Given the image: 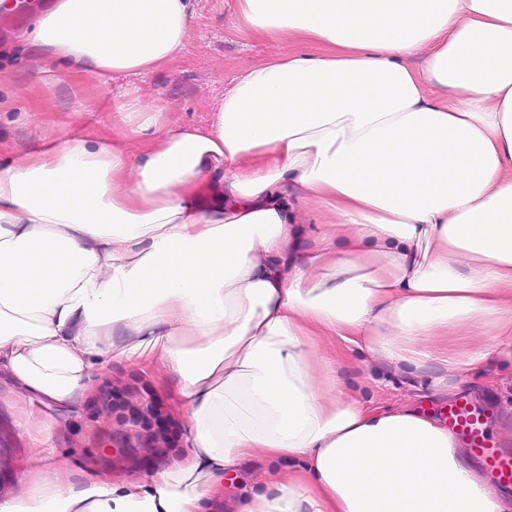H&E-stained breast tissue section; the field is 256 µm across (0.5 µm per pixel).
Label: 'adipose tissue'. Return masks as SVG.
Instances as JSON below:
<instances>
[{
    "mask_svg": "<svg viewBox=\"0 0 512 512\" xmlns=\"http://www.w3.org/2000/svg\"><path fill=\"white\" fill-rule=\"evenodd\" d=\"M294 44L248 63L208 124L115 105L131 153L63 136L0 161V370L76 410L98 362H159L190 409L172 468L35 471L0 512H512L455 434L343 390L342 350L397 367H512V0H233ZM193 0H57L24 38L79 72L147 74ZM223 185L210 207L192 187ZM330 216L303 239L304 213ZM336 340L337 353L323 345ZM269 467L259 459L245 461L235 476L225 478V501L227 500V497L231 498L236 494H241L244 488L247 489L254 487V485L259 483L263 478L265 470Z\"/></svg>",
    "mask_w": 512,
    "mask_h": 512,
    "instance_id": "1",
    "label": "adipose tissue"
}]
</instances>
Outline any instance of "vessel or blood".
<instances>
[{
    "instance_id": "b4317fda",
    "label": "vessel or blood",
    "mask_w": 512,
    "mask_h": 512,
    "mask_svg": "<svg viewBox=\"0 0 512 512\" xmlns=\"http://www.w3.org/2000/svg\"><path fill=\"white\" fill-rule=\"evenodd\" d=\"M448 427L465 438L475 460L496 482L512 483V454L488 444L480 413L466 404L449 410Z\"/></svg>"
}]
</instances>
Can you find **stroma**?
I'll return each mask as SVG.
<instances>
[{
    "mask_svg": "<svg viewBox=\"0 0 512 512\" xmlns=\"http://www.w3.org/2000/svg\"><path fill=\"white\" fill-rule=\"evenodd\" d=\"M231 0H195V17L183 50L163 68L147 75H116L103 80L62 66L21 43L16 32H0V158L30 153L65 135L122 141L112 105L135 89L155 101L171 123L205 122L223 98L224 89L244 63L285 52L277 41L248 37L235 28ZM339 374L345 386L369 406L408 407L444 419L450 405L467 401L484 415L490 443L512 451V380L494 385L477 371L456 373L430 364L409 372L374 364L350 350ZM135 385L141 397L162 404L176 439H183L187 410L169 384L163 366L153 362L132 367L109 361L97 365L76 411L60 415L35 407L27 393L0 375V449L8 461L0 497L17 495L33 466L30 435L21 427L28 415L52 424L49 454L66 462V480L78 484L93 478L120 482L139 477L135 467L105 468L92 456L117 433L132 432L121 411L102 409L105 384Z\"/></svg>",
    "mask_w": 512,
    "mask_h": 512,
    "instance_id": "obj_1",
    "label": "stroma"
}]
</instances>
